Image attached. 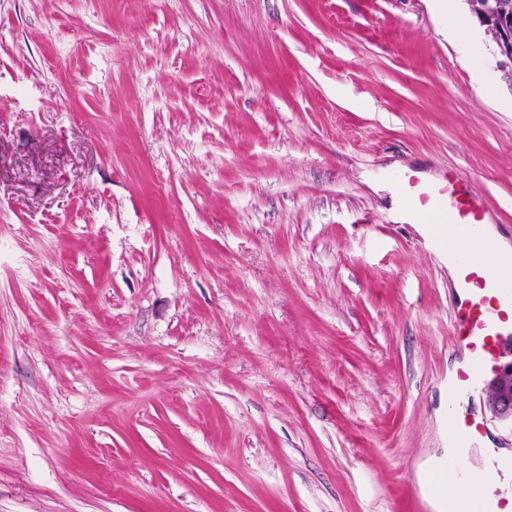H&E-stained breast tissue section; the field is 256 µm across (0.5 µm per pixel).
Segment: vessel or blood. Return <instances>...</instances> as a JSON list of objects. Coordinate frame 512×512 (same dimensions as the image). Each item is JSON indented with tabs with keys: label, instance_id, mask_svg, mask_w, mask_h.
Here are the masks:
<instances>
[{
	"label": "vessel or blood",
	"instance_id": "b4317fda",
	"mask_svg": "<svg viewBox=\"0 0 512 512\" xmlns=\"http://www.w3.org/2000/svg\"><path fill=\"white\" fill-rule=\"evenodd\" d=\"M397 188L410 205L431 215L434 223L455 225L459 236L449 240L448 253L461 257V294L451 316L453 341L464 354L465 363L456 374L454 386L469 391L486 373L496 372L505 362V344L512 340V281L491 279L487 267L502 258L485 230L480 204L463 188L460 177L448 174L432 183L409 171L397 176ZM452 445L469 448L485 432L480 419L451 422ZM484 483H465L457 488V512H470L472 503L483 497Z\"/></svg>",
	"mask_w": 512,
	"mask_h": 512
}]
</instances>
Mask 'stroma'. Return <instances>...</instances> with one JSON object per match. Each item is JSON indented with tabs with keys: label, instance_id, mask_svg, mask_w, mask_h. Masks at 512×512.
Masks as SVG:
<instances>
[{
	"label": "stroma",
	"instance_id": "stroma-1",
	"mask_svg": "<svg viewBox=\"0 0 512 512\" xmlns=\"http://www.w3.org/2000/svg\"><path fill=\"white\" fill-rule=\"evenodd\" d=\"M0 0V512H439L456 287L395 172L512 243L466 0Z\"/></svg>",
	"mask_w": 512,
	"mask_h": 512
}]
</instances>
